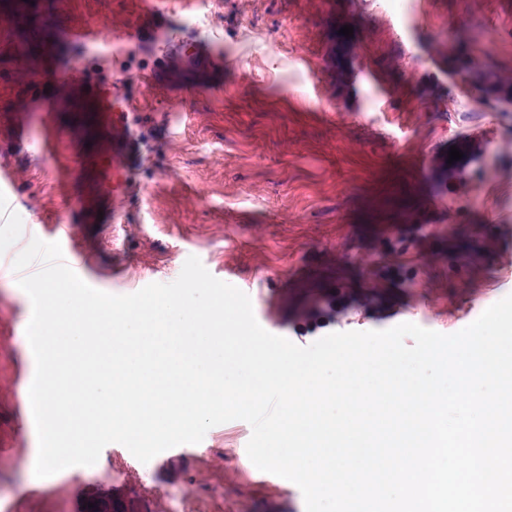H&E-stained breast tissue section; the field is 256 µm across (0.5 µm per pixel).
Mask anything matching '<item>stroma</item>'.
<instances>
[{
  "mask_svg": "<svg viewBox=\"0 0 512 512\" xmlns=\"http://www.w3.org/2000/svg\"><path fill=\"white\" fill-rule=\"evenodd\" d=\"M175 18L150 50L118 47L147 68L190 33L210 63L170 70L161 86L133 85L125 106L146 137L114 204L104 169L112 132L73 131L65 105L24 92L76 65L94 71L73 36L148 24L143 0H0V161L13 187L0 222V440L20 457L0 468V512H305L298 487L260 481L241 453L242 420L212 427L197 444L143 463L121 444L111 470L74 466L32 479L35 424L25 406L35 373L25 329L28 295L13 262L17 231L69 234L71 269L91 287L132 294L170 283L188 257L252 302L268 332L306 347L335 332L403 322L453 334L512 294V111L475 105L454 73L447 39L475 43L482 70L512 78V11L501 0H172ZM352 26V37L340 29ZM285 33L286 53L264 42ZM188 109L172 111L176 100ZM55 138L51 154L19 149L18 132ZM460 172H433L451 146Z\"/></svg>",
  "mask_w": 512,
  "mask_h": 512,
  "instance_id": "1",
  "label": "stroma"
}]
</instances>
